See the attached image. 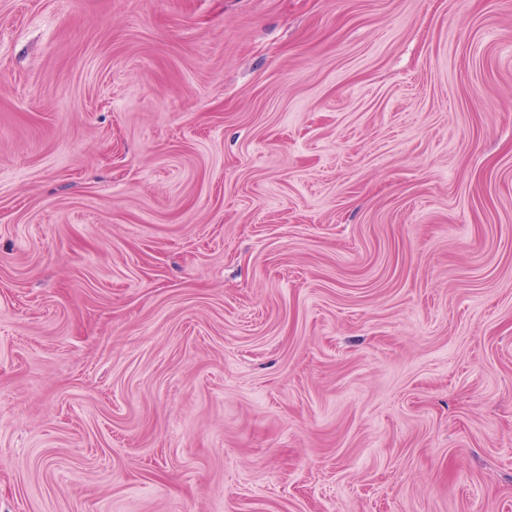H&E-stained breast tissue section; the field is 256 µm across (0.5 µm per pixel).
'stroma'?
Returning a JSON list of instances; mask_svg holds the SVG:
<instances>
[{
  "label": "stroma",
  "instance_id": "1",
  "mask_svg": "<svg viewBox=\"0 0 512 512\" xmlns=\"http://www.w3.org/2000/svg\"><path fill=\"white\" fill-rule=\"evenodd\" d=\"M0 512H512V0H0Z\"/></svg>",
  "mask_w": 512,
  "mask_h": 512
}]
</instances>
